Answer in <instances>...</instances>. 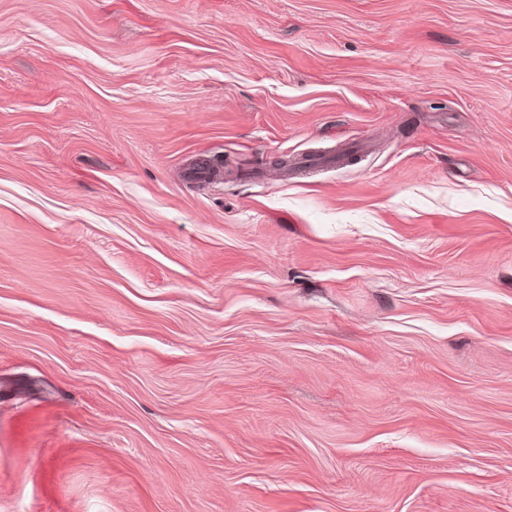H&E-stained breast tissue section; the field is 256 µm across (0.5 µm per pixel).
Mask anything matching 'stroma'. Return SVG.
<instances>
[{
    "label": "stroma",
    "instance_id": "1",
    "mask_svg": "<svg viewBox=\"0 0 512 512\" xmlns=\"http://www.w3.org/2000/svg\"><path fill=\"white\" fill-rule=\"evenodd\" d=\"M0 512H512V0H0Z\"/></svg>",
    "mask_w": 512,
    "mask_h": 512
}]
</instances>
